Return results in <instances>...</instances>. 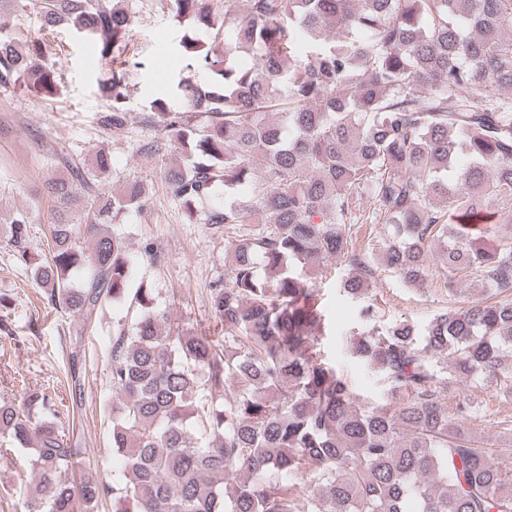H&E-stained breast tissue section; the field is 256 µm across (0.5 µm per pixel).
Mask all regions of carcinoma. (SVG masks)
Listing matches in <instances>:
<instances>
[{"label":"carcinoma","instance_id":"carcinoma-1","mask_svg":"<svg viewBox=\"0 0 512 512\" xmlns=\"http://www.w3.org/2000/svg\"><path fill=\"white\" fill-rule=\"evenodd\" d=\"M164 2L212 32L205 50L184 45L211 78L178 83L186 111L153 101L142 122L159 134L139 149H186L163 170L184 205L224 185V203L189 214L224 233L228 268L209 288L224 339L172 326L152 289L130 288L114 221L149 209L143 181L109 194L104 150L91 163L54 153L65 176L41 185L56 203L42 259L30 263L31 212L0 222L48 303L78 317L73 345L103 305L131 299L109 366L123 465L110 483L74 481L80 449L52 397L27 387L20 404L0 401V434L31 450L24 512H98L108 497L115 512H512V417L492 420L490 450L472 429L485 405L443 394L464 380L512 394V238L496 232L512 221V209L500 218L512 206V0ZM28 7L39 32L20 41L8 26ZM63 23L119 57L132 15L124 0H0V92L57 93L42 31ZM140 67L125 61L101 85L102 125L124 126ZM333 259L355 270L340 277L349 297L388 271L448 298L421 328L353 339L384 404L322 354L319 279ZM462 284L474 299L459 307Z\"/></svg>","mask_w":512,"mask_h":512}]
</instances>
